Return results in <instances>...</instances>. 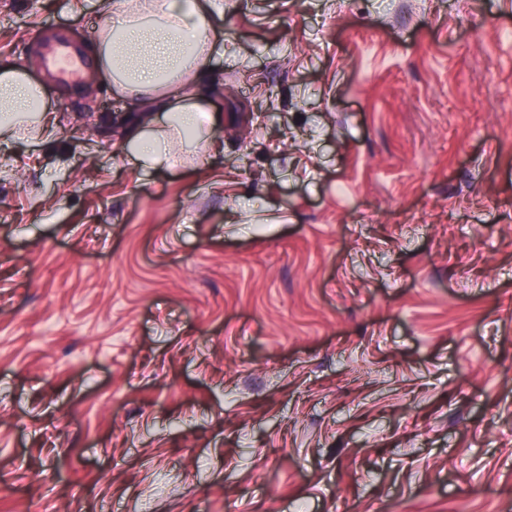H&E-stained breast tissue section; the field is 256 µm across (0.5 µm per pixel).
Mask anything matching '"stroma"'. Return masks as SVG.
<instances>
[{"mask_svg": "<svg viewBox=\"0 0 512 512\" xmlns=\"http://www.w3.org/2000/svg\"><path fill=\"white\" fill-rule=\"evenodd\" d=\"M98 0H0V60ZM223 148L37 66L0 145V512H512V0H224ZM0 112V141L46 138L55 133L56 118L44 87L31 78L26 64L0 62Z\"/></svg>", "mask_w": 512, "mask_h": 512, "instance_id": "obj_1", "label": "stroma"}]
</instances>
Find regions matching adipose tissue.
Returning <instances> with one entry per match:
<instances>
[{"instance_id": "1", "label": "adipose tissue", "mask_w": 512, "mask_h": 512, "mask_svg": "<svg viewBox=\"0 0 512 512\" xmlns=\"http://www.w3.org/2000/svg\"><path fill=\"white\" fill-rule=\"evenodd\" d=\"M104 22L93 44L98 70L114 96L138 103L140 125L127 131L134 163L171 167L170 133L186 142L212 134L224 122L210 111L208 64L216 50L217 0H99ZM162 111L160 120L152 112ZM56 119L44 87L27 65L0 62V141L50 137Z\"/></svg>"}]
</instances>
